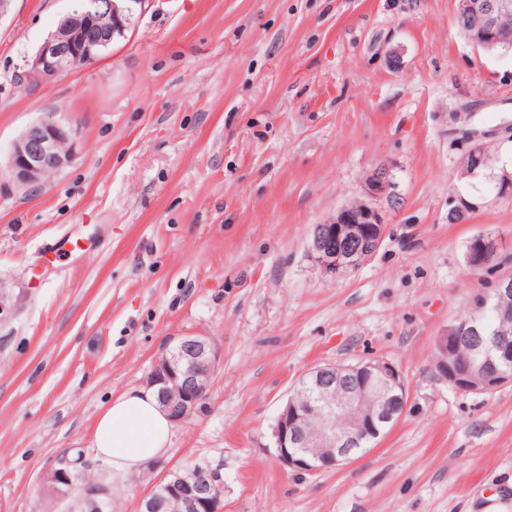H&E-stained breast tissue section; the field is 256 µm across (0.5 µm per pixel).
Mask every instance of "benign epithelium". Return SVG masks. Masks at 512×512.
<instances>
[{"mask_svg":"<svg viewBox=\"0 0 512 512\" xmlns=\"http://www.w3.org/2000/svg\"><path fill=\"white\" fill-rule=\"evenodd\" d=\"M152 0H89L84 7L63 17L58 28L39 45L35 53L25 59L21 77L27 81L44 80L62 72L65 65H86L100 59L112 44L126 36L136 17L142 15ZM457 18L467 22L469 40L484 48L503 46L512 48V0H456ZM103 11L108 22L95 21V14ZM77 132L68 123L52 116L38 120L23 131L13 142L7 173L19 187L29 188L43 184L49 174H58L68 167L76 156ZM470 169L484 167L489 162L485 148L476 144L466 154ZM366 200L354 201L341 207L336 215L317 224L310 235L309 252L322 271L336 278L348 270L360 267L379 250L384 238V222L371 199L385 194L391 186L389 170L374 169L367 178ZM21 296L14 293L0 278V324L15 316ZM436 369L455 387L473 389L471 375L458 371L448 363V346L436 341ZM490 371L483 376V387L495 390L512 383V348L505 341H492L482 352ZM221 360V352L208 336L190 334L178 336L166 343L156 359L147 385L157 389L163 407L176 423L190 420L197 412L201 391L200 378L211 380ZM354 369L366 379L356 386L336 387V365L317 368L321 376L317 396L304 401L289 399L282 406L273 426V439L280 464L294 471L307 473L331 469L350 459L349 446L366 437L376 422L389 420L385 410L369 416L360 415V404L371 395L385 404L393 389L402 406H407V388L399 370L382 359L358 362ZM337 413L356 418L363 430L357 435L340 431L332 424ZM316 421L320 432L312 437L306 431L307 423ZM329 447L317 453L311 449L313 440ZM49 479L63 481L68 493L77 494L76 500L87 512L99 510L98 500L107 494V487L74 485L68 470L58 467ZM169 496L190 500L197 512H224L220 494L199 496L189 484L173 471L159 478Z\"/></svg>","mask_w":512,"mask_h":512,"instance_id":"1","label":"benign epithelium"}]
</instances>
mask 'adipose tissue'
I'll use <instances>...</instances> for the list:
<instances>
[{
    "label": "adipose tissue",
    "instance_id": "ef3b65f1",
    "mask_svg": "<svg viewBox=\"0 0 512 512\" xmlns=\"http://www.w3.org/2000/svg\"><path fill=\"white\" fill-rule=\"evenodd\" d=\"M173 423L152 388H134L112 398L98 415L92 444L113 471L138 472L168 452Z\"/></svg>",
    "mask_w": 512,
    "mask_h": 512
}]
</instances>
